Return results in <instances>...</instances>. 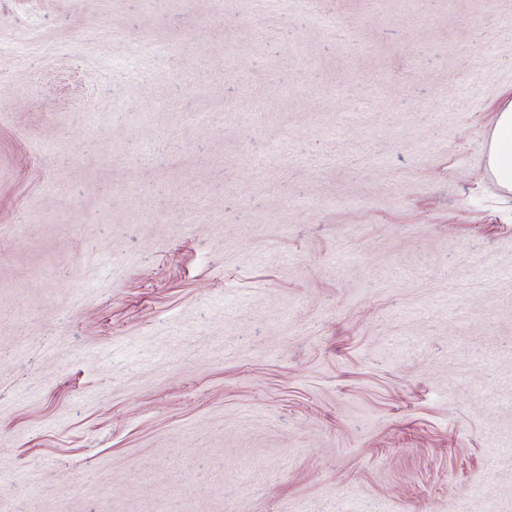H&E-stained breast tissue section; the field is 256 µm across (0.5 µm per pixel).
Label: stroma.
Listing matches in <instances>:
<instances>
[{
	"label": "stroma",
	"instance_id": "obj_1",
	"mask_svg": "<svg viewBox=\"0 0 512 512\" xmlns=\"http://www.w3.org/2000/svg\"><path fill=\"white\" fill-rule=\"evenodd\" d=\"M512 0H0V512H512ZM488 167L502 187L512 189V101L497 115Z\"/></svg>",
	"mask_w": 512,
	"mask_h": 512
}]
</instances>
